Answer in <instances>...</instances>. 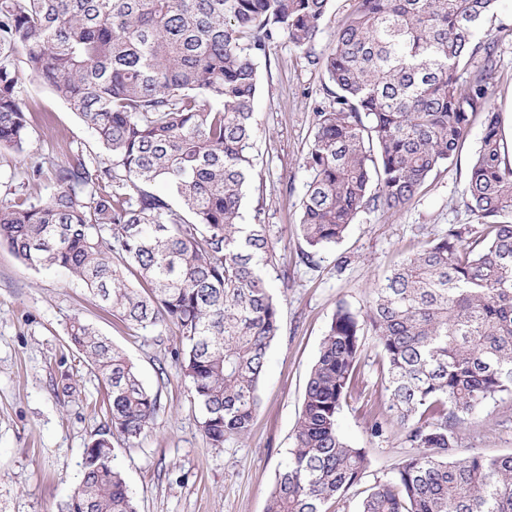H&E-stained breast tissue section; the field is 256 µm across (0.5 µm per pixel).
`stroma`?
<instances>
[{
	"label": "stroma",
	"instance_id": "1",
	"mask_svg": "<svg viewBox=\"0 0 512 512\" xmlns=\"http://www.w3.org/2000/svg\"><path fill=\"white\" fill-rule=\"evenodd\" d=\"M254 105L257 129L252 181L242 221L267 224L273 259L265 270L279 306L281 330L272 343L259 385V404L246 435L212 447L203 412L172 351V329L131 330L86 285L58 269L23 265L0 244V512H60L82 477L83 452L104 427V410H91L103 391L91 367L67 345L73 318L92 325L122 350L160 400L153 428L129 445L114 441L137 512H266L282 465L293 446L309 370L338 302L364 310L372 285L404 256L418 251L452 224L475 218L460 202L482 133L471 120L458 157L434 175L421 196L397 212L361 214L343 240L322 251L315 268L298 265L304 242L296 231L305 191L304 160L315 102L324 101L323 71L288 42L260 62ZM493 103L512 143V41L501 46L492 80ZM21 98L36 107L22 155L0 153V202L42 200L55 194L53 165L77 152L105 159L92 132L37 78L21 73ZM40 179H31L34 167ZM383 357L375 336L364 338L351 399L338 417L344 439L370 461L360 486L330 502L327 512H360L366 490L390 479L412 450L388 410L381 385ZM381 422L383 435L369 429ZM467 456L512 452V392L490 399L457 431Z\"/></svg>",
	"mask_w": 512,
	"mask_h": 512
}]
</instances>
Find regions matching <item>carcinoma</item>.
I'll return each mask as SVG.
<instances>
[{"label": "carcinoma", "mask_w": 512, "mask_h": 512, "mask_svg": "<svg viewBox=\"0 0 512 512\" xmlns=\"http://www.w3.org/2000/svg\"><path fill=\"white\" fill-rule=\"evenodd\" d=\"M329 2L0 0V150L24 153L34 121L17 91L23 68L107 154L56 165L60 189L44 201L1 203L0 241L29 267L68 271L131 329L175 327V363L222 448L250 426L280 329L269 228L240 223L261 58L288 40L331 97L312 113L305 157V265L359 214L411 204L483 113L461 190L476 225H451L403 258L365 311L336 305L267 512H325L365 477V449L343 439L338 415L369 332L388 408L418 453L360 512H512V454L456 452L459 426L512 392V157L491 104L503 36L487 27L498 0H354L318 54ZM67 340L104 384L109 424L63 512H137L112 439L135 444L159 399L89 324L73 319Z\"/></svg>", "instance_id": "obj_1"}]
</instances>
